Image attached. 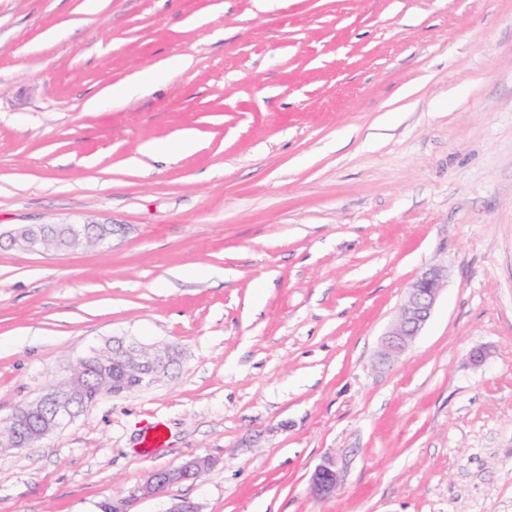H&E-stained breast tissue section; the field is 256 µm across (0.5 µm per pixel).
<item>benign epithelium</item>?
<instances>
[{"label":"benign epithelium","mask_w":512,"mask_h":512,"mask_svg":"<svg viewBox=\"0 0 512 512\" xmlns=\"http://www.w3.org/2000/svg\"><path fill=\"white\" fill-rule=\"evenodd\" d=\"M101 229L97 224H65L60 229H49L41 226H26L9 234L12 245L30 252L48 250V243H53V250L68 251L86 244L91 228ZM447 280V269L440 265H432L415 276L407 288L406 296L397 321L381 336L377 353L378 362L391 363L402 356L419 336L429 321L436 300ZM112 354L127 359H142L140 367L125 368L126 377L138 381L144 388L153 385L166 373L171 358L168 346H146L135 340L117 339L112 345ZM83 382L74 376L66 378L50 387L37 400L18 408L7 420V426H16L35 413L44 416L43 426L30 429L22 435V445L32 447L42 441L46 435L58 430L75 417L69 405L59 400L64 393L72 400L82 396ZM209 466V459L196 457L189 459L172 469L151 472L144 483L132 490L128 496L112 500L114 512H131L134 502L141 499L156 498L167 487L192 480ZM340 482V474L333 460L327 458L318 464L310 478V492L317 498L332 496Z\"/></svg>","instance_id":"obj_1"}]
</instances>
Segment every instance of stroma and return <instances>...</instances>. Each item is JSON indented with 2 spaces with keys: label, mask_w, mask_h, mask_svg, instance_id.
Listing matches in <instances>:
<instances>
[{
  "label": "stroma",
  "mask_w": 512,
  "mask_h": 512,
  "mask_svg": "<svg viewBox=\"0 0 512 512\" xmlns=\"http://www.w3.org/2000/svg\"><path fill=\"white\" fill-rule=\"evenodd\" d=\"M272 4L0 0V233L125 228L0 248V422L114 338L180 353L0 448V512H99L193 456L214 465L133 512H512V0ZM430 265V320L377 367ZM104 224H64L61 229H49L42 226H26L10 232L12 245L30 252L46 250L68 251L86 244L90 229L103 228ZM52 241L53 248L48 247ZM340 482V474L332 459H325L318 464L310 478V492L317 498L332 496Z\"/></svg>",
  "instance_id": "1"
}]
</instances>
